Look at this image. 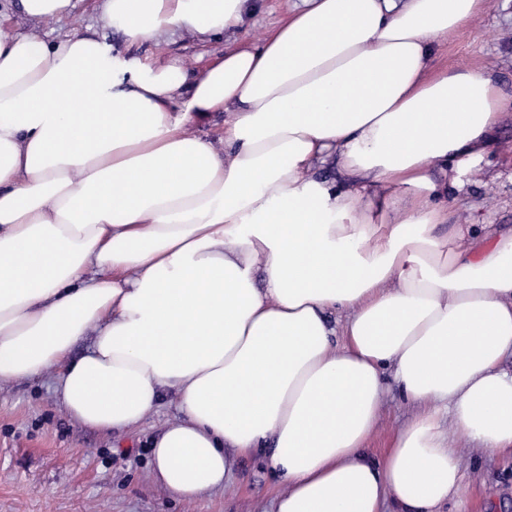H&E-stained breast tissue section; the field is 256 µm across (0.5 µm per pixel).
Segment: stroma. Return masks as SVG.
Segmentation results:
<instances>
[{
  "mask_svg": "<svg viewBox=\"0 0 512 512\" xmlns=\"http://www.w3.org/2000/svg\"><path fill=\"white\" fill-rule=\"evenodd\" d=\"M291 0H261L258 12L237 34L244 42L267 36L286 18ZM99 31L113 55L135 56L160 65L171 58L198 63L192 37L175 35L162 45L146 41L128 46L121 33L104 27L98 0H80L74 14L49 21L48 38ZM435 66L486 67L512 87V0H488L486 10L459 34L440 44ZM463 190L454 205L459 223L512 228V118L501 125L495 142L466 164ZM413 410L397 390H389L370 451L382 456L386 445L411 418ZM181 416L169 394L139 427L108 434L86 427L63 409L56 375H42L0 386V512H272L278 490L266 463L236 457L229 485L201 500L171 496L153 480L150 437ZM471 476L465 512H512V456L475 449L461 461Z\"/></svg>",
  "mask_w": 512,
  "mask_h": 512,
  "instance_id": "1",
  "label": "stroma"
}]
</instances>
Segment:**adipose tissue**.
<instances>
[{
    "mask_svg": "<svg viewBox=\"0 0 512 512\" xmlns=\"http://www.w3.org/2000/svg\"><path fill=\"white\" fill-rule=\"evenodd\" d=\"M76 5L19 0L26 32L0 13V384L55 371L67 413L104 432L174 392L151 465L183 499L253 456L274 512L464 500L465 449L512 454V232L476 237L448 200L512 88L434 59L487 0H294L272 35L193 69L41 37ZM100 9L129 45L203 48L253 5ZM195 112L226 114L221 145L186 131ZM390 386L415 414L377 458Z\"/></svg>",
    "mask_w": 512,
    "mask_h": 512,
    "instance_id": "obj_1",
    "label": "adipose tissue"
}]
</instances>
